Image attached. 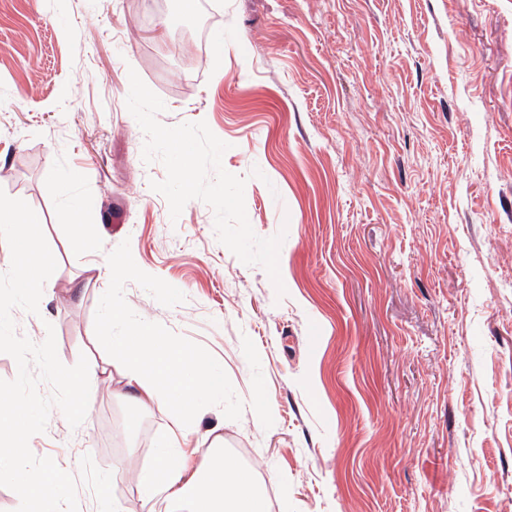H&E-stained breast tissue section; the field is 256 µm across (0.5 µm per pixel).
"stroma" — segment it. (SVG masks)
I'll return each instance as SVG.
<instances>
[{
  "label": "stroma",
  "instance_id": "obj_1",
  "mask_svg": "<svg viewBox=\"0 0 512 512\" xmlns=\"http://www.w3.org/2000/svg\"><path fill=\"white\" fill-rule=\"evenodd\" d=\"M133 71L162 124L228 143L254 232H287L285 295L204 202L171 220ZM0 189L57 261L17 334L108 356L115 305L223 370L193 466L223 446L270 512H512V0H0ZM125 392L99 381L79 427L54 408L29 441L79 512H145L134 473L175 418Z\"/></svg>",
  "mask_w": 512,
  "mask_h": 512
}]
</instances>
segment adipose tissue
Here are the masks:
<instances>
[{
  "label": "adipose tissue",
  "mask_w": 512,
  "mask_h": 512,
  "mask_svg": "<svg viewBox=\"0 0 512 512\" xmlns=\"http://www.w3.org/2000/svg\"><path fill=\"white\" fill-rule=\"evenodd\" d=\"M103 332L121 355L120 375L140 409H175L185 426L207 401L223 397V371L177 340L159 335L150 323L131 321L126 312L112 310ZM160 448L163 481H154L146 470L136 476L145 503L162 493L168 504H187L189 512H268L252 467L215 449L207 469L200 470L190 466L176 438H163Z\"/></svg>",
  "instance_id": "ef3b65f1"
}]
</instances>
